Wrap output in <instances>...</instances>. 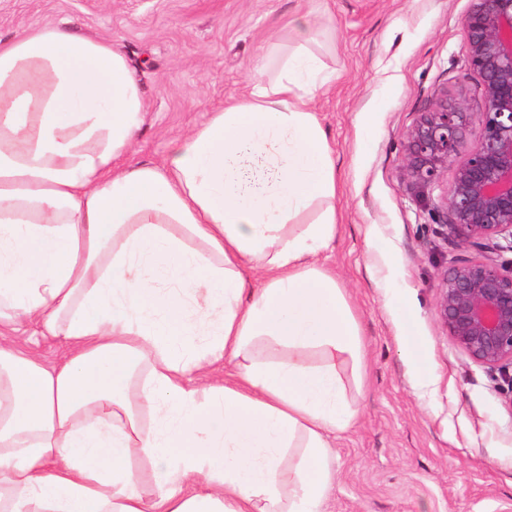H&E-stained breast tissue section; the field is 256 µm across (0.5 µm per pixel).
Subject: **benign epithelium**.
I'll return each instance as SVG.
<instances>
[{
  "mask_svg": "<svg viewBox=\"0 0 512 512\" xmlns=\"http://www.w3.org/2000/svg\"><path fill=\"white\" fill-rule=\"evenodd\" d=\"M463 28L480 136L465 141L469 104L442 95L406 137L403 168L411 184L431 186L454 167L438 208L473 256L443 274L438 313L455 344L512 390V0H472Z\"/></svg>",
  "mask_w": 512,
  "mask_h": 512,
  "instance_id": "7a95c632",
  "label": "benign epithelium"
}]
</instances>
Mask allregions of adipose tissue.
Wrapping results in <instances>:
<instances>
[{
	"mask_svg": "<svg viewBox=\"0 0 512 512\" xmlns=\"http://www.w3.org/2000/svg\"><path fill=\"white\" fill-rule=\"evenodd\" d=\"M290 27L274 79L160 164L123 161L144 108L110 43L0 39V512H323L359 413L336 363L363 343L316 262L336 159L310 104L332 77L311 19ZM26 325L64 358L8 339Z\"/></svg>",
	"mask_w": 512,
	"mask_h": 512,
	"instance_id": "obj_1",
	"label": "adipose tissue"
}]
</instances>
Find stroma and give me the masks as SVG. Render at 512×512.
<instances>
[{
	"mask_svg": "<svg viewBox=\"0 0 512 512\" xmlns=\"http://www.w3.org/2000/svg\"><path fill=\"white\" fill-rule=\"evenodd\" d=\"M470 0H0V35L68 24L110 41L142 91L145 122L130 162H162L222 104L246 94L270 42L296 48L288 26L311 11L309 49L336 78L311 103L336 157L339 234L318 262L348 294L366 367L354 428L335 440L336 486L324 512H512V408L498 379L459 348L438 314L439 282L463 248L438 232L451 181L408 189L403 149L440 97L479 110L466 65ZM378 225L415 333L439 377L418 397L386 309L368 225Z\"/></svg>",
	"mask_w": 512,
	"mask_h": 512,
	"instance_id": "obj_1",
	"label": "stroma"
}]
</instances>
